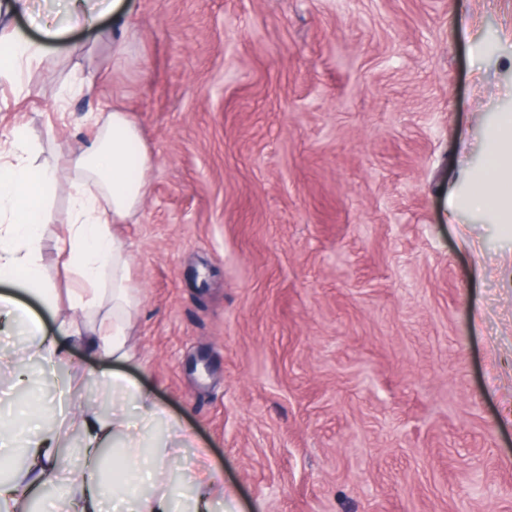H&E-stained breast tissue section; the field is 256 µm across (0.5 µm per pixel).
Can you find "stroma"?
<instances>
[{
    "label": "stroma",
    "instance_id": "obj_1",
    "mask_svg": "<svg viewBox=\"0 0 512 512\" xmlns=\"http://www.w3.org/2000/svg\"><path fill=\"white\" fill-rule=\"evenodd\" d=\"M65 24L23 94L0 80V140L40 161L88 148L120 109L154 158L133 222L140 312L119 366L85 344L18 384L14 417L112 412L98 373L154 392L195 447L164 474L211 512H512V234L466 200L512 113V0H124L105 28ZM84 55H71L74 44ZM91 93L60 101L75 70ZM66 191L43 227L56 286ZM194 485L196 487V497L190 502L185 512H199L201 506L206 510L211 500L217 495H224L223 477L215 467H213L205 458L201 459L194 476Z\"/></svg>",
    "mask_w": 512,
    "mask_h": 512
}]
</instances>
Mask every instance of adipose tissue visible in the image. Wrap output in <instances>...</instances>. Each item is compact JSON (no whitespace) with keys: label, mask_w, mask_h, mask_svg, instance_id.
Returning a JSON list of instances; mask_svg holds the SVG:
<instances>
[{"label":"adipose tissue","mask_w":512,"mask_h":512,"mask_svg":"<svg viewBox=\"0 0 512 512\" xmlns=\"http://www.w3.org/2000/svg\"><path fill=\"white\" fill-rule=\"evenodd\" d=\"M43 42L13 34L0 39V79L16 78L24 68L41 62ZM97 136L92 149L71 154L67 181L56 168L34 160L36 147L24 128L10 132L0 163V317L24 319L30 338L26 350L44 368L55 370L70 357L69 343L80 335L70 320H60L57 335H47L41 321L23 305L20 295L38 298L47 308L57 306L56 289L44 278L42 228L58 188H66L70 218L55 247L54 263L69 281L67 309L88 318L92 342L116 365L133 357L128 336L139 308L138 287L132 279L134 258L115 232L116 224L132 218L146 195L144 174L152 166L148 149L142 148L141 131L128 113L112 110L95 122ZM472 209L492 213L497 222L512 225V113H503L495 129V141L485 182L470 195ZM102 382L123 398L137 402L138 422L122 412L109 416L90 414L77 421L84 440V467L79 477H63L58 466L60 431L56 428H24L1 448H21L26 464L9 482H0V512H15L29 490L37 486L57 488L54 512H104L99 482L100 452L107 444L119 446L113 455L116 472L140 473L151 484L149 493L120 496L131 512H173V493L161 483L170 449L160 444L143 447L144 432L167 412L153 394L125 375L100 371Z\"/></svg>","instance_id":"obj_1"}]
</instances>
